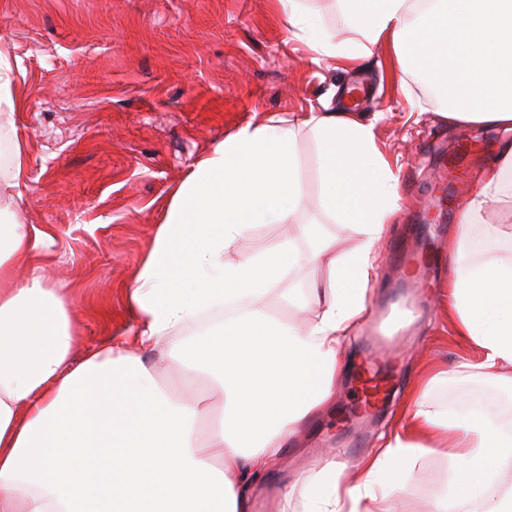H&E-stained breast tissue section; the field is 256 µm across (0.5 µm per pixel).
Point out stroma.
Wrapping results in <instances>:
<instances>
[{
  "label": "stroma",
  "mask_w": 512,
  "mask_h": 512,
  "mask_svg": "<svg viewBox=\"0 0 512 512\" xmlns=\"http://www.w3.org/2000/svg\"><path fill=\"white\" fill-rule=\"evenodd\" d=\"M0 50L21 101L0 106V142L28 147L29 189L17 218L50 236L39 273L70 307L78 358L110 341L133 343L138 321L126 289L173 190L224 137L274 113L343 109L354 86L364 89L357 112L382 113L378 141L400 170L402 213L379 245L368 304L398 297L422 315L394 351L398 370L379 421L351 412L370 353L366 329L356 331L332 405L256 484L254 512H273L279 487L312 476L324 456L339 451L352 465L376 448L381 432L402 424L406 400L431 368L447 370L448 381L430 405L455 410L480 399L497 409L496 426L512 428V388L458 373L461 360L479 354L448 319V243L504 131L448 126L422 79L383 47L347 71L313 64L308 48L289 40L274 0H0ZM397 241L426 269L420 287H407L392 262ZM322 280V270L296 268L284 282L294 303L276 294L270 303L304 326L313 313L299 304ZM415 469L426 478L410 480L403 512H423L453 463L430 453Z\"/></svg>",
  "instance_id": "stroma-1"
}]
</instances>
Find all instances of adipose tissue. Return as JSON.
Segmentation results:
<instances>
[{
	"label": "adipose tissue",
	"mask_w": 512,
	"mask_h": 512,
	"mask_svg": "<svg viewBox=\"0 0 512 512\" xmlns=\"http://www.w3.org/2000/svg\"><path fill=\"white\" fill-rule=\"evenodd\" d=\"M348 35L323 27L307 0H278L290 39L315 64L356 62L383 43L421 74L448 122L512 130V0H339ZM378 118L310 110L247 123L194 165L173 191L126 298L138 317V353L108 344L74 358L77 335L56 289L23 281L47 236L19 224L11 204L27 189L26 148L9 146L0 179V512H251L255 482L332 402L343 352L360 326L379 267L380 241L400 211L397 170L377 143ZM317 150L320 218L300 224L311 242L244 258L254 227L285 224L306 197L298 136ZM458 221L448 252V312L481 359L458 365L512 387V260L481 261L489 243L512 251V229L488 223L512 208V142L497 146ZM335 221L357 239L337 252ZM485 225L477 235L475 225ZM309 263L325 279L299 329L268 298ZM237 316L201 332L199 313L227 302ZM155 353L224 396L172 395L142 358ZM448 374L421 375L404 425L382 433L353 467L325 459L283 486L275 512H400L417 460L444 448L456 468L430 512H512V435L478 410H436L426 399Z\"/></svg>",
	"instance_id": "1"
}]
</instances>
